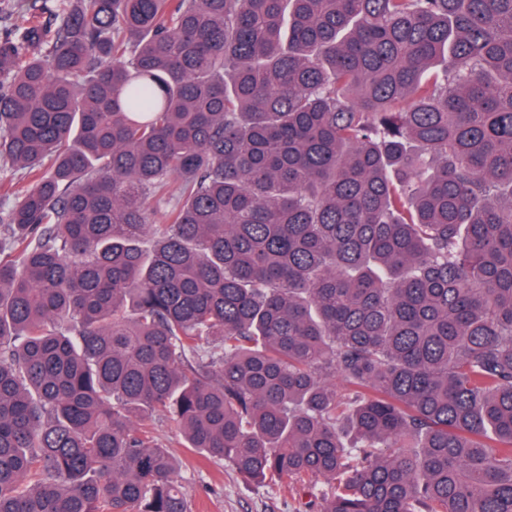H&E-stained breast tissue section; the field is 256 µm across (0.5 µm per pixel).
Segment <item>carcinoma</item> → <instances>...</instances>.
<instances>
[{
	"label": "carcinoma",
	"instance_id": "cac0c4a2",
	"mask_svg": "<svg viewBox=\"0 0 512 512\" xmlns=\"http://www.w3.org/2000/svg\"><path fill=\"white\" fill-rule=\"evenodd\" d=\"M63 2L0 30V512H192L163 419L512 512V0Z\"/></svg>",
	"mask_w": 512,
	"mask_h": 512
}]
</instances>
